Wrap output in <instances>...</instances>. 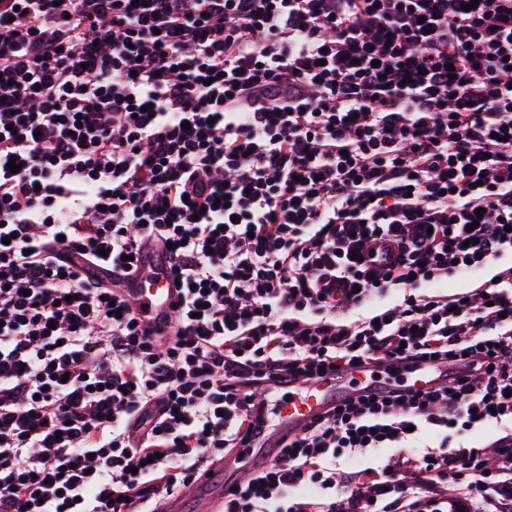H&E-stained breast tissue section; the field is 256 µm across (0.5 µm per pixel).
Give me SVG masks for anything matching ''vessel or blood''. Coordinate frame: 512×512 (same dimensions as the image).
Instances as JSON below:
<instances>
[{"label":"vessel or blood","mask_w":512,"mask_h":512,"mask_svg":"<svg viewBox=\"0 0 512 512\" xmlns=\"http://www.w3.org/2000/svg\"><path fill=\"white\" fill-rule=\"evenodd\" d=\"M170 255L154 249L145 252L134 272L122 281L121 292L146 324L166 334L174 322V305L178 290L173 283ZM408 373L413 383L437 387L446 380V369L437 363L418 358L396 359L369 364L360 369L327 371L309 379H300L288 389L269 383L264 388L268 403L275 412L264 437L256 443L255 457H270L284 448L291 436L299 433L307 421L328 406L349 396L371 389L391 387L395 373ZM251 474L249 466L226 461L206 468L179 497L171 499L165 512H215V505L225 491L240 484Z\"/></svg>","instance_id":"b4317fda"}]
</instances>
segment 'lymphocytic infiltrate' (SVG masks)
<instances>
[{"instance_id": "obj_1", "label": "lymphocytic infiltrate", "mask_w": 512, "mask_h": 512, "mask_svg": "<svg viewBox=\"0 0 512 512\" xmlns=\"http://www.w3.org/2000/svg\"><path fill=\"white\" fill-rule=\"evenodd\" d=\"M465 2L0 0V512H160L249 456L252 388L412 355L447 383L343 402L224 512H448L451 486L512 512V266L422 291L512 252V0ZM151 241L163 339L66 264L124 275ZM480 424L497 466L409 451ZM500 265H510V257L502 260L499 264H496L482 272L449 279L447 281L445 280L433 285L431 288H423L422 291L426 293H440L448 296L463 293L469 291L473 287L476 280L492 275L496 271V268ZM397 451L398 449L395 448H385L365 456L354 457L349 460V470L358 474L370 467L377 468L383 465L391 455L396 454Z\"/></svg>"}]
</instances>
